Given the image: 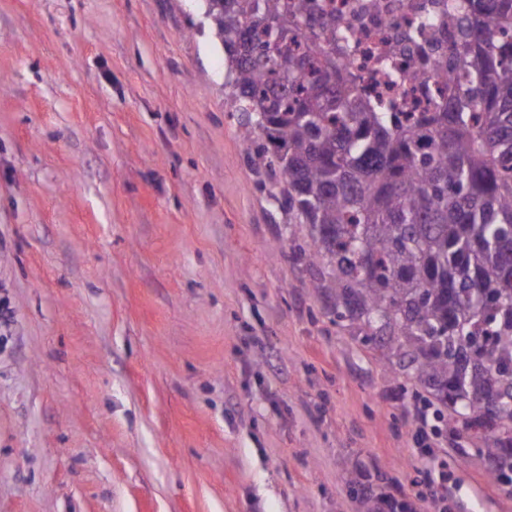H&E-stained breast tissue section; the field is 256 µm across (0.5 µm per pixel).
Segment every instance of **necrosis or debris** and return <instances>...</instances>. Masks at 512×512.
Here are the masks:
<instances>
[{
	"label": "necrosis or debris",
	"mask_w": 512,
	"mask_h": 512,
	"mask_svg": "<svg viewBox=\"0 0 512 512\" xmlns=\"http://www.w3.org/2000/svg\"><path fill=\"white\" fill-rule=\"evenodd\" d=\"M316 0L314 14L302 21L308 32H337L336 64L360 92L388 112L433 111L441 94L437 86L412 79L410 52H427L430 64L453 55L455 32L431 19L421 21L429 0Z\"/></svg>",
	"instance_id": "1"
}]
</instances>
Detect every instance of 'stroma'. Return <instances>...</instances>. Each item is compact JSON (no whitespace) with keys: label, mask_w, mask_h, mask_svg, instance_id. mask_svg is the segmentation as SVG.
<instances>
[{"label":"stroma","mask_w":512,"mask_h":512,"mask_svg":"<svg viewBox=\"0 0 512 512\" xmlns=\"http://www.w3.org/2000/svg\"><path fill=\"white\" fill-rule=\"evenodd\" d=\"M202 12L0 0V512H512L312 294Z\"/></svg>","instance_id":"stroma-1"}]
</instances>
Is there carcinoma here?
<instances>
[{
    "instance_id": "cac0c4a2",
    "label": "carcinoma",
    "mask_w": 512,
    "mask_h": 512,
    "mask_svg": "<svg viewBox=\"0 0 512 512\" xmlns=\"http://www.w3.org/2000/svg\"><path fill=\"white\" fill-rule=\"evenodd\" d=\"M204 2L241 137L309 238L291 242L313 294L512 488V59L495 39L512 0L448 15L456 66L411 63L443 87L466 76L434 112H381L336 74V52L295 26L310 0Z\"/></svg>"
}]
</instances>
